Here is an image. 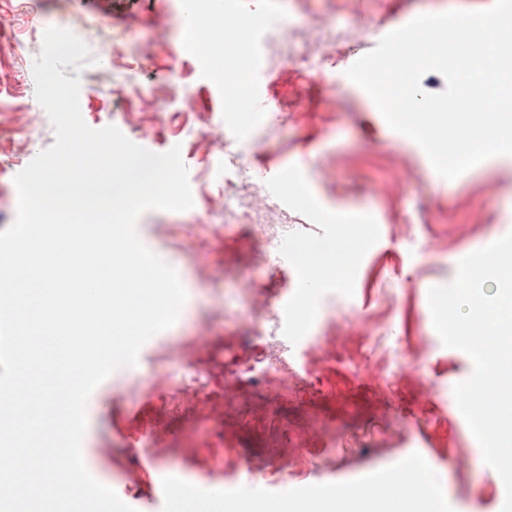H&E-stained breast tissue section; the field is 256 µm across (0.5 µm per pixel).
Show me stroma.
Masks as SVG:
<instances>
[{
	"instance_id": "35a3bbf8",
	"label": "stroma",
	"mask_w": 512,
	"mask_h": 512,
	"mask_svg": "<svg viewBox=\"0 0 512 512\" xmlns=\"http://www.w3.org/2000/svg\"><path fill=\"white\" fill-rule=\"evenodd\" d=\"M184 2L37 0L22 17L0 6V231L16 218L15 176L55 141L45 109L35 97L18 94L3 52L15 39L32 37L24 62L32 69L45 30L72 20L123 36L107 56L90 42L97 62L83 72L62 69L81 79L84 122L94 129L116 126L154 153L180 147L193 195L188 210L152 209L136 222L143 244L178 272L187 301L162 339L148 343L135 365L115 370L90 396L82 440L88 471L121 490L134 512L146 505L173 512L160 489L173 478L199 486L197 512H221L226 499L300 504L317 481L359 485L391 475L415 454L436 480L443 512H501L504 484L484 462L453 394L472 374L473 362L443 345L428 290L449 284L459 260L512 231V156L444 179L415 142L388 126L361 87L349 84L339 99L327 91L388 27L421 14L484 10L493 0H233V14L261 20L241 50L251 61L248 82L267 105L263 113L235 111L209 54L188 40ZM318 16L332 20L348 42L343 66L326 68L319 79L284 73L274 45L280 29H287L295 58H302L301 33ZM161 17L166 26H157ZM136 83L165 90L177 85L193 93L197 109L175 111L167 96L136 97ZM214 125L224 133V150L205 140ZM228 155L272 208L249 227L214 205L231 174L224 165ZM287 167L300 171V185L276 187L259 174ZM349 224L361 248L344 284L308 295L299 279L281 284V252L339 240ZM254 228L269 233L261 258L252 253ZM201 246L210 258L205 276L190 261ZM244 279L270 302L261 320L251 314V295L239 288ZM305 296L312 319L286 323L283 299L296 303ZM256 324L298 372L308 346L334 329L361 336L362 356L355 366L327 365L313 388L300 378L284 393L249 386L220 416L207 399L184 403L186 382L221 392L228 340L249 349ZM202 329L211 337L203 373L168 361L171 347L195 343ZM103 448L108 456H100ZM289 448L308 457L303 473L291 475ZM145 458L154 460V472L140 471ZM325 458L333 467H321Z\"/></svg>"
}]
</instances>
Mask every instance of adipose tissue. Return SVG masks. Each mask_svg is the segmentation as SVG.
I'll return each instance as SVG.
<instances>
[{"label": "adipose tissue", "instance_id": "adipose-tissue-1", "mask_svg": "<svg viewBox=\"0 0 512 512\" xmlns=\"http://www.w3.org/2000/svg\"><path fill=\"white\" fill-rule=\"evenodd\" d=\"M354 256V250L346 246L330 253H316L311 260L314 283L319 286L343 284ZM436 508L434 485L422 475L401 471L376 493L359 488L331 500L314 498L293 507L283 502H270L262 506L261 512H435Z\"/></svg>", "mask_w": 512, "mask_h": 512}]
</instances>
